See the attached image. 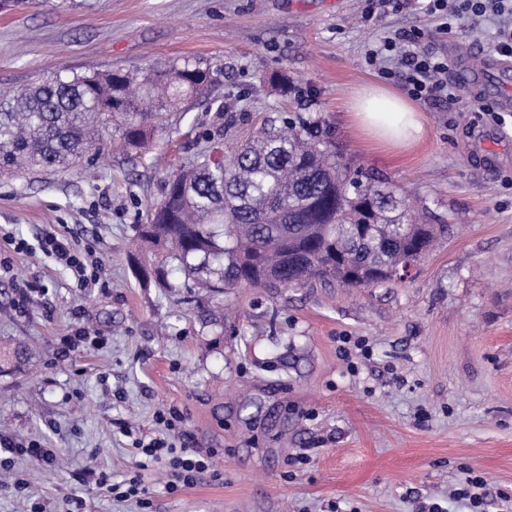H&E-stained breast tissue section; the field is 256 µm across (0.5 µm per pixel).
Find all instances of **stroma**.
Returning <instances> with one entry per match:
<instances>
[{
    "instance_id": "stroma-1",
    "label": "stroma",
    "mask_w": 512,
    "mask_h": 512,
    "mask_svg": "<svg viewBox=\"0 0 512 512\" xmlns=\"http://www.w3.org/2000/svg\"><path fill=\"white\" fill-rule=\"evenodd\" d=\"M367 5L37 0L0 13V94L59 67L223 69L211 102L168 112L139 151L112 127L79 165L0 178V342L31 351L0 373V432L56 454L49 472L20 457L0 468V512H135L95 478L133 471L134 437L172 405L223 476L169 494L159 468L142 471L156 512H512V112L458 104L495 29L447 30L423 0L368 19ZM412 31L453 66L455 98L416 102L428 128L417 146L378 148L355 131L349 101L368 85L407 95L365 55ZM283 72L285 94L273 84ZM288 115L322 116L355 167L404 188L449 233L406 279L368 288L213 294L173 268L163 292L140 278L130 255L158 257L137 252V226L168 176L216 129L230 152ZM49 234L99 264L100 280L43 254ZM80 328L98 344L69 348ZM305 448L310 462H297ZM470 472L486 481L477 510L457 493Z\"/></svg>"
}]
</instances>
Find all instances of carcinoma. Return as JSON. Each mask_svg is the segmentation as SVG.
Wrapping results in <instances>:
<instances>
[{
	"label": "carcinoma",
	"mask_w": 512,
	"mask_h": 512,
	"mask_svg": "<svg viewBox=\"0 0 512 512\" xmlns=\"http://www.w3.org/2000/svg\"><path fill=\"white\" fill-rule=\"evenodd\" d=\"M221 69L200 61L142 74L71 73L61 67L0 100V176L56 171L78 163L117 121L124 145L145 146V127L189 99H210ZM223 135L169 177L139 237L208 292L311 280L344 288L396 281L446 224H424L402 190L354 168L319 116L264 126L216 161ZM0 359L20 367L21 344Z\"/></svg>",
	"instance_id": "1"
}]
</instances>
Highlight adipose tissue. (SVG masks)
Segmentation results:
<instances>
[{
	"mask_svg": "<svg viewBox=\"0 0 512 512\" xmlns=\"http://www.w3.org/2000/svg\"><path fill=\"white\" fill-rule=\"evenodd\" d=\"M355 124L363 136L389 149H406L421 141L425 126L419 112L382 88L360 90L351 104Z\"/></svg>",
	"mask_w": 512,
	"mask_h": 512,
	"instance_id": "obj_1",
	"label": "adipose tissue"
}]
</instances>
